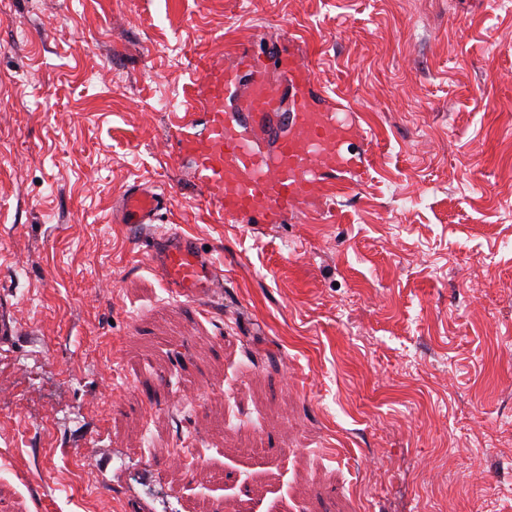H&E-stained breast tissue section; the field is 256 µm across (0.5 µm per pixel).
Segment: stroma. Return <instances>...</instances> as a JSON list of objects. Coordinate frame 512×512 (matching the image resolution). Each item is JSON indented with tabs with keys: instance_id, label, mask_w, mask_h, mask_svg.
Masks as SVG:
<instances>
[{
	"instance_id": "obj_1",
	"label": "stroma",
	"mask_w": 512,
	"mask_h": 512,
	"mask_svg": "<svg viewBox=\"0 0 512 512\" xmlns=\"http://www.w3.org/2000/svg\"><path fill=\"white\" fill-rule=\"evenodd\" d=\"M255 35L367 132L338 222H221L171 148ZM137 182L161 223H113ZM0 312L19 512H512V0H0ZM150 254L165 286L178 295L206 300L220 288V271L193 237L179 231L152 237Z\"/></svg>"
}]
</instances>
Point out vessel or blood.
Listing matches in <instances>:
<instances>
[{
  "label": "vessel or blood",
  "instance_id": "b4317fda",
  "mask_svg": "<svg viewBox=\"0 0 512 512\" xmlns=\"http://www.w3.org/2000/svg\"><path fill=\"white\" fill-rule=\"evenodd\" d=\"M233 66L210 63L188 88L206 114L202 131L177 121L176 153L191 160L190 176L228 224H282L308 212L334 221L333 188L362 185L371 176L365 153L355 151L364 131L353 113L316 86L308 66L293 53L260 52L253 41L233 48ZM288 77L282 95L268 76ZM287 118L288 133L273 150L261 149L248 124L274 128ZM170 194L150 185L131 186L118 203L119 223H155ZM151 259L165 286L178 295L205 300L222 281L217 266L196 240L179 231L152 238Z\"/></svg>",
  "mask_w": 512,
  "mask_h": 512
}]
</instances>
